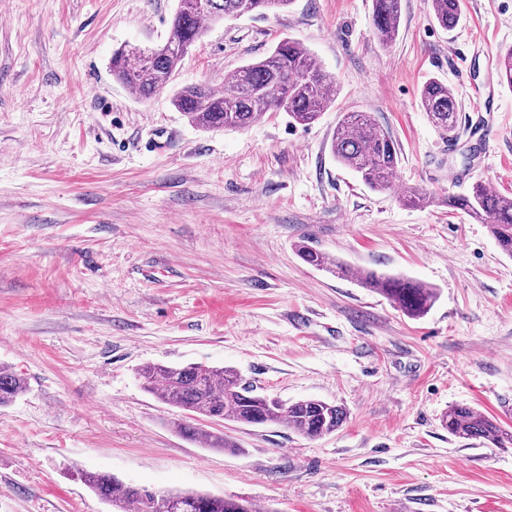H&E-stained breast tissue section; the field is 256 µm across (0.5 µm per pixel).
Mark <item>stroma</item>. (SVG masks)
<instances>
[{
    "instance_id": "stroma-1",
    "label": "stroma",
    "mask_w": 512,
    "mask_h": 512,
    "mask_svg": "<svg viewBox=\"0 0 512 512\" xmlns=\"http://www.w3.org/2000/svg\"><path fill=\"white\" fill-rule=\"evenodd\" d=\"M177 6L0 0V364L29 383L0 407V512H113L73 466L262 512H512V447L441 422L464 404L512 429V258L445 202L478 181L512 195V89L498 79L512 0H465L450 31L432 0H401L388 46L372 0H294L211 23L171 87L137 97L112 54L166 40ZM286 37L334 83L314 123L268 112L203 129L172 106L173 89L223 87ZM432 79L455 94L456 132L421 106ZM347 112L397 141L387 189L333 156ZM409 189L428 203L403 205ZM303 241L438 299L408 318L303 262ZM187 362L347 418L313 440L228 421L235 451L204 447L138 379L145 364Z\"/></svg>"
}]
</instances>
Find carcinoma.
<instances>
[{"mask_svg": "<svg viewBox=\"0 0 512 512\" xmlns=\"http://www.w3.org/2000/svg\"><path fill=\"white\" fill-rule=\"evenodd\" d=\"M293 0H179L170 23L167 41L153 49H118L112 54V76L149 98L168 87L190 47L204 33L205 24L226 16L264 15L284 10ZM463 0H432L439 26L453 30L462 15ZM400 0H373V25L379 42L392 44L398 35ZM422 108L431 122L448 133L456 130V99L448 86L437 80L420 91ZM334 102L328 77L304 45L284 38L273 51L242 66L218 91L209 84L178 88L172 104L191 122L205 129L245 128L266 112H285L293 122L309 125ZM336 160L351 169L374 190L389 187L396 174L399 150L388 132L367 112H347L336 127L331 143ZM448 205L488 226L501 251L512 257V198L487 190L477 183L463 195L448 197ZM301 259L318 269H336V274L355 277L365 288L382 293L392 305L411 319L424 317L438 299L437 289L403 277L374 271L357 274L312 246L297 248ZM139 376L144 389L168 405L184 411L177 424L188 440L205 441L210 448L231 447L224 434L199 426L232 421L248 426L282 424L295 433L315 439L338 430L345 410L320 399L284 403L256 393L236 370L203 363L175 366L147 365ZM27 391L26 379L7 366H0V406L14 402ZM448 433L465 439H483L504 448L512 444V431L494 418L466 405H450L442 416ZM77 477L119 512H160L165 499H173L179 512H256L243 500L203 492H150L124 484L106 473L77 471Z\"/></svg>", "mask_w": 512, "mask_h": 512, "instance_id": "obj_1", "label": "carcinoma"}]
</instances>
